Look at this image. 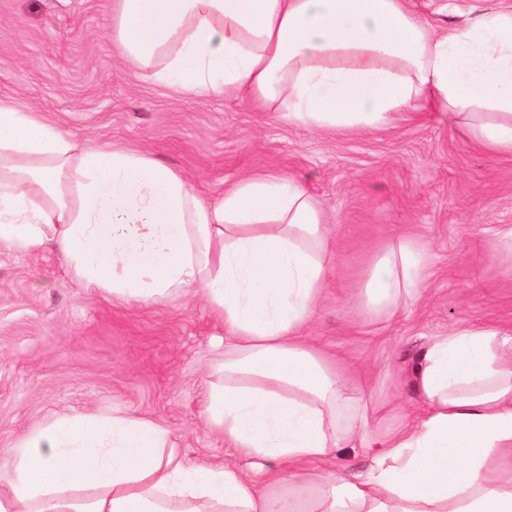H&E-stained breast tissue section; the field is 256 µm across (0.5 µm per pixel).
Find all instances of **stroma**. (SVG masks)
I'll use <instances>...</instances> for the list:
<instances>
[{
	"label": "stroma",
	"mask_w": 512,
	"mask_h": 512,
	"mask_svg": "<svg viewBox=\"0 0 512 512\" xmlns=\"http://www.w3.org/2000/svg\"><path fill=\"white\" fill-rule=\"evenodd\" d=\"M113 0H0V99L40 112L76 143L140 149L207 200L248 175L291 174L329 227L321 297L302 330L395 429L416 407L421 349L457 328L512 334V155L490 153L423 98L368 131H314L247 96L198 98L155 81L112 42ZM434 26L512 0H409ZM430 255L429 286L387 314L368 271L399 237ZM224 358V322L201 296L124 304L81 286L53 247L0 252V466L33 430L72 412L121 410L171 432L188 458L233 459L201 414L203 380Z\"/></svg>",
	"instance_id": "stroma-1"
}]
</instances>
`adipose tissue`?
<instances>
[{"instance_id":"obj_1","label":"adipose tissue","mask_w":512,"mask_h":512,"mask_svg":"<svg viewBox=\"0 0 512 512\" xmlns=\"http://www.w3.org/2000/svg\"><path fill=\"white\" fill-rule=\"evenodd\" d=\"M111 36L182 94H246L338 131L427 97L512 154V10L448 28L408 0H113ZM328 235L295 178L248 177L208 201L148 153L76 145L0 100V251L54 246L85 288L128 304L201 293L231 338L203 413L249 461L188 459L169 429L121 411L64 414L8 449L0 512H512V336L434 337L412 370L421 413L379 434L365 395L301 335ZM428 278L425 248L398 240L369 270V301L398 309ZM343 448L370 453L369 470L333 467Z\"/></svg>"}]
</instances>
